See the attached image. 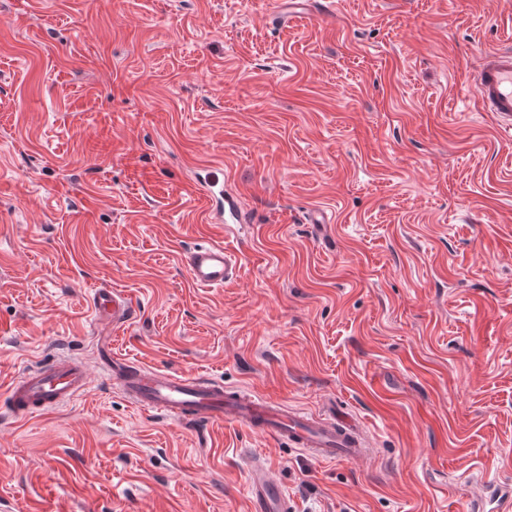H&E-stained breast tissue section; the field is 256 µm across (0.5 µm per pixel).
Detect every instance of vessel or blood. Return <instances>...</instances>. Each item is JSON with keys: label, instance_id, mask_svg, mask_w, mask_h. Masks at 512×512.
<instances>
[{"label": "vessel or blood", "instance_id": "1", "mask_svg": "<svg viewBox=\"0 0 512 512\" xmlns=\"http://www.w3.org/2000/svg\"><path fill=\"white\" fill-rule=\"evenodd\" d=\"M483 111L494 113L502 134L512 136V51H488L476 71ZM182 262L199 288H220L238 273L237 260L224 245L211 243L187 251ZM93 305L102 318L120 327L136 317L137 305L116 288L98 289ZM103 370L114 389L137 408L173 422H232L285 441L314 459H357L369 448L357 424L336 416L316 417L300 409L199 376L165 373L114 355L102 346ZM90 375L81 361L59 357L31 367L9 381L0 404L17 419L70 403L89 387ZM248 512H294L280 483L264 464L252 466Z\"/></svg>", "mask_w": 512, "mask_h": 512}]
</instances>
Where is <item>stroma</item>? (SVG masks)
Masks as SVG:
<instances>
[{"label": "stroma", "instance_id": "35a3bbf8", "mask_svg": "<svg viewBox=\"0 0 512 512\" xmlns=\"http://www.w3.org/2000/svg\"><path fill=\"white\" fill-rule=\"evenodd\" d=\"M335 3L0 0V385L59 356L90 374L0 410V512H246L254 456L296 512H493L512 489V138L473 80L512 48V0ZM221 241L238 277L194 286L182 254ZM99 288L137 318L100 319ZM104 343L352 417L373 451L142 411ZM93 305L102 318L112 321V327L131 323L136 317L137 304L117 288H99L93 295Z\"/></svg>", "mask_w": 512, "mask_h": 512}]
</instances>
